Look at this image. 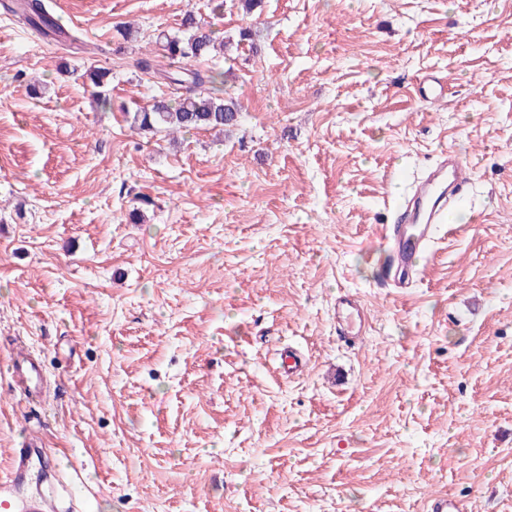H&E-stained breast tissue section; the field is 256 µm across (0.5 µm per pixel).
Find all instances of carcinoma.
<instances>
[{
    "mask_svg": "<svg viewBox=\"0 0 512 512\" xmlns=\"http://www.w3.org/2000/svg\"><path fill=\"white\" fill-rule=\"evenodd\" d=\"M23 9L30 23L51 34L59 32L60 26L44 0H24ZM156 45L165 62L162 75L182 92L170 101L160 100L148 110L133 113L134 126L144 132L174 134L186 130L220 131L238 125V101L220 94L218 75L198 69L214 47L200 18L192 12L185 13L178 34H161Z\"/></svg>",
    "mask_w": 512,
    "mask_h": 512,
    "instance_id": "cac0c4a2",
    "label": "carcinoma"
}]
</instances>
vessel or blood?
<instances>
[{
    "label": "vessel or blood",
    "mask_w": 512,
    "mask_h": 512,
    "mask_svg": "<svg viewBox=\"0 0 512 512\" xmlns=\"http://www.w3.org/2000/svg\"><path fill=\"white\" fill-rule=\"evenodd\" d=\"M470 186V169L453 150L441 153L434 165L414 177L410 198L386 230L393 281L418 277L420 261L434 242L440 224ZM337 309L341 320L338 337L344 343H354L355 327L367 322L364 308L355 296L346 295L338 299ZM10 366L13 375L25 379L29 390H36L42 380L40 364L17 353L11 356ZM39 445V439L30 436L16 449L9 483L18 484L26 479L31 454ZM58 505L59 495L54 490L40 488L19 501L0 491V512H59Z\"/></svg>",
    "instance_id": "1"
}]
</instances>
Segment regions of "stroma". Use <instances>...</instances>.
<instances>
[{"mask_svg": "<svg viewBox=\"0 0 512 512\" xmlns=\"http://www.w3.org/2000/svg\"><path fill=\"white\" fill-rule=\"evenodd\" d=\"M48 2L70 40L0 0V472L34 430L62 512H512V0ZM188 10L252 30L204 63L241 122L139 133ZM445 149L473 184L392 287L384 226ZM337 309L341 326L338 330L339 339L346 344H355V336L367 322L364 308L360 301L353 295H345L337 301ZM358 324V332L355 333L353 328ZM10 366L12 374L23 377L28 383V390L36 393V388L42 380V368L27 355L17 353L10 357Z\"/></svg>", "mask_w": 512, "mask_h": 512, "instance_id": "35a3bbf8", "label": "stroma"}]
</instances>
